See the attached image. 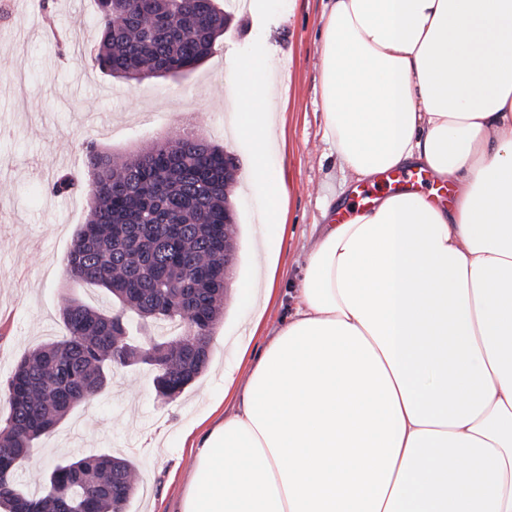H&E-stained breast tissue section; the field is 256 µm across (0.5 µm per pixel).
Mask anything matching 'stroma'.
Wrapping results in <instances>:
<instances>
[{
  "mask_svg": "<svg viewBox=\"0 0 512 512\" xmlns=\"http://www.w3.org/2000/svg\"><path fill=\"white\" fill-rule=\"evenodd\" d=\"M328 4L290 0L262 16L234 14L240 37H221L197 68L137 82L105 76L93 66L90 51L99 36L93 0H13L21 33L14 37L0 28V73H20L24 86L18 93L0 81V386L7 385L24 352L66 336L62 309L69 301L105 302L101 288L65 272L74 234L87 221L85 196L78 188L52 193V184L63 176L84 179L82 144L91 138L120 162L155 144L193 136L224 147L248 166L249 142L224 132L232 110L224 94V59L240 55L256 38L281 87L272 108L284 113L285 126L269 162L282 168L289 194L279 291L258 332H248L242 284L256 267L263 204L237 182L230 199L238 257L204 373L165 401L154 391L149 366L114 372L104 396L79 406L54 437L41 440L20 473L25 490L37 491L60 458L102 451L135 465L137 490L125 512H181L194 465L185 427L201 417L216 424L237 409L236 400L224 397V367L235 361L225 334L252 335L256 352L277 334L293 306L291 284L321 231L323 208L342 205L319 95L320 20ZM46 7L56 29L52 35L42 26Z\"/></svg>",
  "mask_w": 512,
  "mask_h": 512,
  "instance_id": "obj_1",
  "label": "stroma"
}]
</instances>
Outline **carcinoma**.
I'll use <instances>...</instances> for the list:
<instances>
[{
    "mask_svg": "<svg viewBox=\"0 0 512 512\" xmlns=\"http://www.w3.org/2000/svg\"><path fill=\"white\" fill-rule=\"evenodd\" d=\"M101 38L91 61L132 79L167 67L191 69L214 49L228 15L218 0H96ZM88 221L77 230L67 275L97 285L121 304L112 313L72 302L69 336L23 354L8 381L9 414L0 428V512H123L134 489L131 460L108 455L63 459L31 495L15 475L42 437L93 401L112 372L152 354L154 381L169 398L204 371L223 315L224 223L230 208L224 150L179 138L115 168L95 140L83 144ZM147 325L176 322L171 339L135 343L124 313Z\"/></svg>",
    "mask_w": 512,
    "mask_h": 512,
    "instance_id": "cac0c4a2",
    "label": "carcinoma"
}]
</instances>
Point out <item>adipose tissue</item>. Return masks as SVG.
<instances>
[{
  "label": "adipose tissue",
  "mask_w": 512,
  "mask_h": 512,
  "mask_svg": "<svg viewBox=\"0 0 512 512\" xmlns=\"http://www.w3.org/2000/svg\"><path fill=\"white\" fill-rule=\"evenodd\" d=\"M320 98L342 178L425 169L453 189L376 195L326 222L295 308L236 413L206 430L181 512H512V0H331ZM266 201L247 303L277 286L287 189L260 46L228 72Z\"/></svg>",
  "instance_id": "adipose-tissue-1"
}]
</instances>
